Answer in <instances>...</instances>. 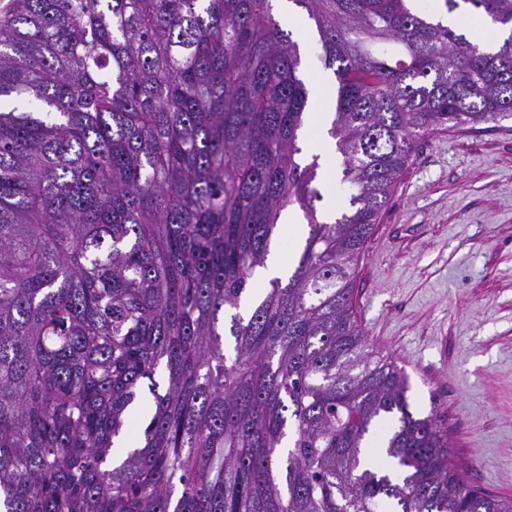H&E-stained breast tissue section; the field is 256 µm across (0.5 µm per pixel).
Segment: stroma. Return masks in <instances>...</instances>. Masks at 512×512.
I'll return each instance as SVG.
<instances>
[{
  "mask_svg": "<svg viewBox=\"0 0 512 512\" xmlns=\"http://www.w3.org/2000/svg\"><path fill=\"white\" fill-rule=\"evenodd\" d=\"M355 294L411 411L438 406L468 481L512 497V117L418 143Z\"/></svg>",
  "mask_w": 512,
  "mask_h": 512,
  "instance_id": "1",
  "label": "stroma"
}]
</instances>
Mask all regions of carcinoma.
Returning a JSON list of instances; mask_svg holds the SVG:
<instances>
[{"label": "carcinoma", "instance_id": "cac0c4a2", "mask_svg": "<svg viewBox=\"0 0 512 512\" xmlns=\"http://www.w3.org/2000/svg\"><path fill=\"white\" fill-rule=\"evenodd\" d=\"M289 2L334 76L332 222L273 0L0 7V512H512L452 462L438 407L410 410L354 298L417 143L512 116V33L492 47L423 0ZM443 2L512 26V0ZM293 205L305 245L233 315L229 357L220 315Z\"/></svg>", "mask_w": 512, "mask_h": 512}]
</instances>
